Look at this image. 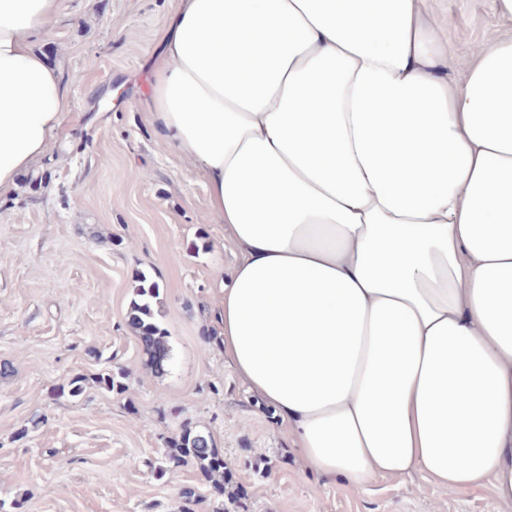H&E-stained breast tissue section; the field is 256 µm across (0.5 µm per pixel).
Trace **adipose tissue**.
Listing matches in <instances>:
<instances>
[{
    "mask_svg": "<svg viewBox=\"0 0 512 512\" xmlns=\"http://www.w3.org/2000/svg\"><path fill=\"white\" fill-rule=\"evenodd\" d=\"M435 2L176 0L153 117L241 254L224 353L309 469L512 507V39L451 82ZM60 16L0 0V193L70 109Z\"/></svg>",
    "mask_w": 512,
    "mask_h": 512,
    "instance_id": "obj_1",
    "label": "adipose tissue"
}]
</instances>
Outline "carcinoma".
<instances>
[{"mask_svg":"<svg viewBox=\"0 0 512 512\" xmlns=\"http://www.w3.org/2000/svg\"><path fill=\"white\" fill-rule=\"evenodd\" d=\"M135 282V298L130 303L128 324L143 345L147 366L159 370L169 357L168 333L156 321L153 312V301L159 296V285L144 272L136 275ZM123 379V372L108 370L95 376V383L105 392L121 394L125 390ZM85 383V377L76 375L63 381L57 393L61 397L76 399L85 392ZM165 444L168 460L193 463L209 481L223 486L230 484L229 475L224 471V453L215 447L211 435L185 428L168 437Z\"/></svg>","mask_w":512,"mask_h":512,"instance_id":"1","label":"carcinoma"}]
</instances>
